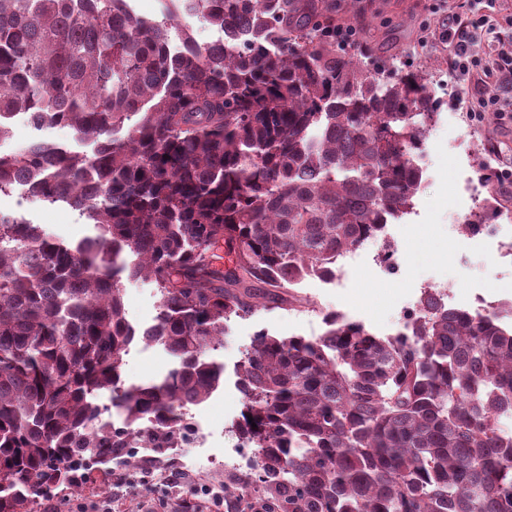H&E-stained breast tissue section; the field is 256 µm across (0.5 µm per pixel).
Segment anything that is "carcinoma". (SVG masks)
Returning a JSON list of instances; mask_svg holds the SVG:
<instances>
[{
  "mask_svg": "<svg viewBox=\"0 0 512 512\" xmlns=\"http://www.w3.org/2000/svg\"><path fill=\"white\" fill-rule=\"evenodd\" d=\"M0 0V137L27 112L45 140L0 153L95 234L75 246L0 212V512H37L88 461L181 448L188 408L224 379V325L279 308L308 277L413 208L411 152L438 108L430 76L336 46L316 0ZM222 33L200 46L182 14ZM183 48L170 49L171 33ZM234 255L211 267L213 244ZM160 294L125 316V279ZM428 293L382 338L339 314L315 337L258 333L232 430L256 449L224 477L235 512H512V328ZM176 365L128 385L131 344ZM109 394L111 406L100 403ZM21 118L22 115H18L14 118V123L9 121L10 132L5 144L2 145L0 139V150L2 153L20 152L25 145L27 146L30 142L41 139L66 144L80 151L90 152L91 150V147L86 144H77L74 132L68 127L54 126L36 130L19 124ZM123 302L127 319L136 327L154 323L158 314L159 293L156 286L145 280L126 281L123 285Z\"/></svg>",
  "mask_w": 512,
  "mask_h": 512,
  "instance_id": "carcinoma-1",
  "label": "carcinoma"
}]
</instances>
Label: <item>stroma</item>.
<instances>
[{
	"label": "stroma",
	"mask_w": 512,
	"mask_h": 512,
	"mask_svg": "<svg viewBox=\"0 0 512 512\" xmlns=\"http://www.w3.org/2000/svg\"><path fill=\"white\" fill-rule=\"evenodd\" d=\"M437 0H337L336 21L346 25L365 20L367 28L357 43L359 52L394 59L399 67L422 66L431 76L432 91L440 114L425 140L427 159L422 162L423 183L413 199V209L389 225L398 256L397 272L377 267L374 246L360 250L347 279H309L296 286L289 304L246 317L232 318L225 327L224 346L215 357L224 363V382L189 415L199 426L198 440L186 448L158 452L139 449L136 467L108 463L92 467L93 482L79 493L59 489L48 492L54 512H92L104 505L110 512H171L182 499H194L195 488L209 486L220 491L224 475L240 461L234 420L243 409L236 386L235 366L250 347L257 332L273 336L320 335L323 316L342 315L359 322L374 334L392 337L403 331L406 316L421 298L424 285H449L450 301L467 306L474 295H486L500 306L512 304V259L499 257V237L512 235L502 227L499 235L464 241L458 220L471 204V189L482 198L496 197L498 210L512 213V191L485 182L482 169L512 165V100H503L501 112L469 113L462 96L463 86L448 68V51L436 43L423 54L414 47L423 26L437 27ZM74 145L75 135L63 126L40 130L11 123L0 151L19 152L35 140ZM48 203H19L16 193L0 194V212L42 225L55 237L73 244L92 235L77 212L62 207L49 213ZM123 302L127 319L135 326L154 323L159 293L149 281L124 283ZM173 365L172 357L159 345H133L124 358L126 383L143 384L163 377ZM185 473L181 486L168 485V474Z\"/></svg>",
	"instance_id": "stroma-1"
}]
</instances>
